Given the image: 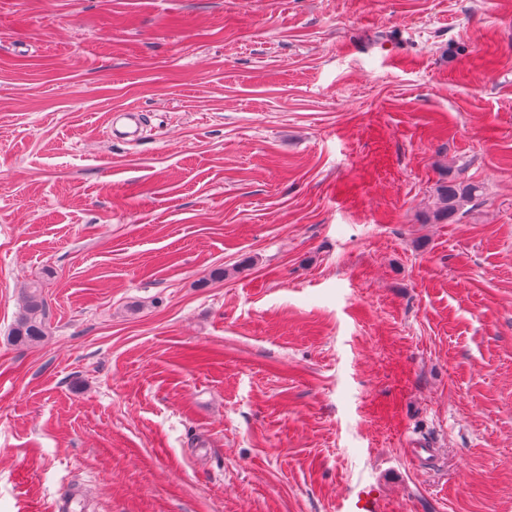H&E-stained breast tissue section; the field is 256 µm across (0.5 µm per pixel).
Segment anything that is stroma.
I'll use <instances>...</instances> for the list:
<instances>
[{
    "instance_id": "obj_1",
    "label": "stroma",
    "mask_w": 512,
    "mask_h": 512,
    "mask_svg": "<svg viewBox=\"0 0 512 512\" xmlns=\"http://www.w3.org/2000/svg\"><path fill=\"white\" fill-rule=\"evenodd\" d=\"M361 481L512 512V0H0V512ZM483 196V187L475 182L440 184L435 189L434 205L427 221L440 224L462 213L466 205L476 202ZM41 288L39 283H34L25 292L21 311L11 333L16 345L40 344L48 336L46 303Z\"/></svg>"
}]
</instances>
